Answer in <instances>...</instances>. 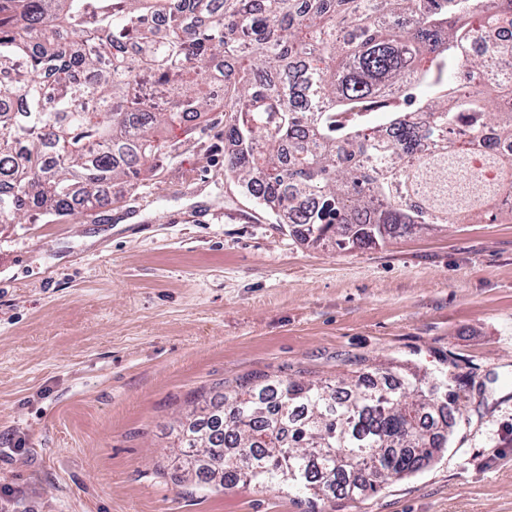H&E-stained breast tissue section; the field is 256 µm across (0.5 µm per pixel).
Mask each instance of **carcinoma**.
I'll return each mask as SVG.
<instances>
[{
    "label": "carcinoma",
    "mask_w": 512,
    "mask_h": 512,
    "mask_svg": "<svg viewBox=\"0 0 512 512\" xmlns=\"http://www.w3.org/2000/svg\"><path fill=\"white\" fill-rule=\"evenodd\" d=\"M507 18L512 0H0V224L109 205L174 151L162 126L218 106L224 174L302 242L486 216L512 193V75H489L512 46L473 50ZM455 405L444 372L267 380L179 422L170 478L375 492L434 460Z\"/></svg>",
    "instance_id": "1"
}]
</instances>
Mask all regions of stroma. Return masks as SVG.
<instances>
[{"mask_svg":"<svg viewBox=\"0 0 512 512\" xmlns=\"http://www.w3.org/2000/svg\"><path fill=\"white\" fill-rule=\"evenodd\" d=\"M112 203L0 224V488L12 512H512V211L375 248L297 241L224 174V114ZM444 372L459 399L425 469L355 499L195 492L174 421L259 376Z\"/></svg>","mask_w":512,"mask_h":512,"instance_id":"obj_1","label":"stroma"}]
</instances>
